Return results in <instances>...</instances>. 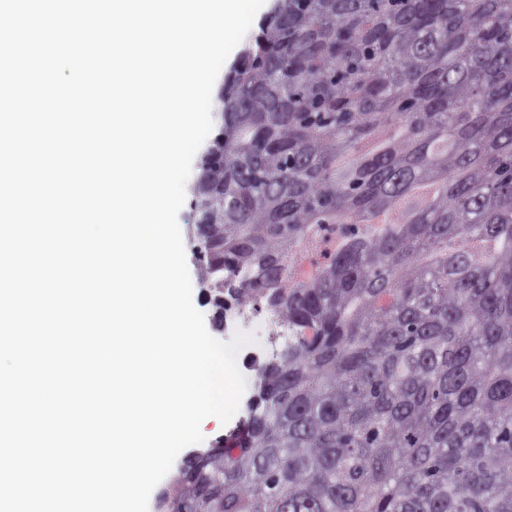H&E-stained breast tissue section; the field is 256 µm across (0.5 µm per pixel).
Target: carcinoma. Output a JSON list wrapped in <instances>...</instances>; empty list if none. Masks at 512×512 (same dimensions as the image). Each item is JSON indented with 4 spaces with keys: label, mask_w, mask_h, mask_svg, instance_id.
Masks as SVG:
<instances>
[{
    "label": "carcinoma",
    "mask_w": 512,
    "mask_h": 512,
    "mask_svg": "<svg viewBox=\"0 0 512 512\" xmlns=\"http://www.w3.org/2000/svg\"><path fill=\"white\" fill-rule=\"evenodd\" d=\"M218 100L195 258L293 336L167 512H512V0H275Z\"/></svg>",
    "instance_id": "carcinoma-1"
}]
</instances>
